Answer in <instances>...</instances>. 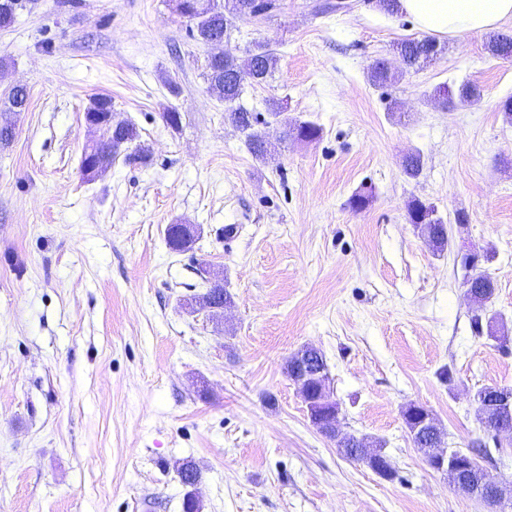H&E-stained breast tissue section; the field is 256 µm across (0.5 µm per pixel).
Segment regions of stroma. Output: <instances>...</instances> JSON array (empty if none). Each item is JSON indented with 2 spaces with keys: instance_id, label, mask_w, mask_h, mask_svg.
I'll list each match as a JSON object with an SVG mask.
<instances>
[{
  "instance_id": "35a3bbf8",
  "label": "stroma",
  "mask_w": 512,
  "mask_h": 512,
  "mask_svg": "<svg viewBox=\"0 0 512 512\" xmlns=\"http://www.w3.org/2000/svg\"><path fill=\"white\" fill-rule=\"evenodd\" d=\"M322 2L276 0L225 44L277 58L242 98L278 146L265 165L208 92L211 49L172 0H23L0 29V101L28 92L0 147V512H183L190 491L202 512H512L430 470L403 418L427 408L448 446L484 442L481 466L512 483V436L488 434L474 402L512 388V61L486 35L446 37L433 63L376 86L371 65L398 66L394 44L417 29L373 0L328 14ZM464 82L478 104L436 94ZM101 95L152 156L89 181L81 157L100 134L85 113ZM272 99L320 138L285 140ZM365 187L371 202L352 210ZM415 198L452 223L453 249L434 253L409 224ZM177 223L200 225L192 250L167 246ZM461 244L493 252L497 336L474 327ZM202 263L227 280L223 315L185 307L205 289ZM308 346L325 356L342 432L380 442L394 480L312 427L286 372Z\"/></svg>"
}]
</instances>
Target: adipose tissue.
<instances>
[{
	"instance_id": "ef3b65f1",
	"label": "adipose tissue",
	"mask_w": 512,
	"mask_h": 512,
	"mask_svg": "<svg viewBox=\"0 0 512 512\" xmlns=\"http://www.w3.org/2000/svg\"><path fill=\"white\" fill-rule=\"evenodd\" d=\"M398 8L429 36L488 33L512 20V0H398Z\"/></svg>"
}]
</instances>
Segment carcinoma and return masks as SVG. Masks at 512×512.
<instances>
[{"instance_id": "obj_1", "label": "carcinoma", "mask_w": 512, "mask_h": 512, "mask_svg": "<svg viewBox=\"0 0 512 512\" xmlns=\"http://www.w3.org/2000/svg\"><path fill=\"white\" fill-rule=\"evenodd\" d=\"M176 12L193 24L190 35L202 42L208 37L221 34L231 27L235 19H248L262 15L274 8L273 0H224V6L215 8L211 0H174ZM20 0H0V28L11 26L16 17ZM488 51L492 56L503 60L512 59V35L497 33L490 36ZM402 64L408 71L417 70L434 60L440 52L439 44L429 38H406L396 46ZM277 59L274 53L263 43L255 44L244 59L236 57L207 61L206 81L208 92L226 104H232L242 96L245 84L261 85L272 76ZM28 95L26 91H12L4 107L9 112L19 113L26 110ZM85 119L102 124L107 132L106 139L87 148L81 158V168L110 167L128 145L139 138L134 124L117 121L112 112V99L99 96L85 112ZM226 119L246 136V144L252 157L267 163L274 156V150L268 143L265 133L259 128L257 113L239 105L227 113ZM286 135L298 140L311 141L320 137L321 128L311 122L291 124ZM409 223L413 224L420 235L437 252L451 248L452 235L448 224L436 215L434 207L419 199L409 201L407 205ZM166 242L170 249L184 252L192 248L195 237L186 235L181 225L170 224L166 228ZM464 284L484 295H493L496 285L481 269L471 270ZM337 447L352 460L365 461L366 455L361 449L372 444L364 438H345L337 441Z\"/></svg>"}]
</instances>
